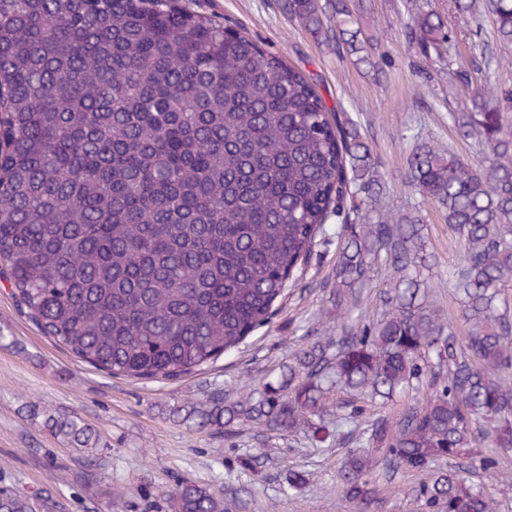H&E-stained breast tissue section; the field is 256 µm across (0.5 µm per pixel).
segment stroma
I'll use <instances>...</instances> for the list:
<instances>
[{
    "instance_id": "1",
    "label": "stroma",
    "mask_w": 512,
    "mask_h": 512,
    "mask_svg": "<svg viewBox=\"0 0 512 512\" xmlns=\"http://www.w3.org/2000/svg\"><path fill=\"white\" fill-rule=\"evenodd\" d=\"M182 2L233 21L314 78L327 104L341 106L358 124L385 182V203L403 212L422 207L427 249L439 259L429 272V300L448 318L458 319L448 286V265L458 246L444 213L421 205L407 184V137L432 136L471 160L480 146L461 139L450 118L466 88L402 35L405 0H346L349 9H361L362 30L375 40L371 66L335 42L315 39L288 16L282 0ZM435 6L456 36L451 49L456 64L486 55L512 60V48L500 44L485 4H478L474 17L459 15L448 0H435ZM335 265V243L318 246L269 324L203 370L155 381L113 377L69 354L30 321L11 297L9 284L0 280V488H18L37 499L52 495L56 512H173L170 493L188 477L223 495L227 512H357L336 488L342 449L312 447L301 434L258 437L240 429L227 435L171 415L181 405L207 407L215 390L234 401L278 382L293 354L311 338L335 335V324L323 316ZM47 407L78 416L96 431L97 479L86 477L83 451L44 430ZM246 456L260 459V472L241 466ZM293 471L305 476L294 492L288 489ZM418 483L413 472L382 481L375 512H424L415 494Z\"/></svg>"
}]
</instances>
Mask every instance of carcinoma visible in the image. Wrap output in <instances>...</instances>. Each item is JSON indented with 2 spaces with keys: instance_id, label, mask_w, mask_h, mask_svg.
<instances>
[{
  "instance_id": "obj_1",
  "label": "carcinoma",
  "mask_w": 512,
  "mask_h": 512,
  "mask_svg": "<svg viewBox=\"0 0 512 512\" xmlns=\"http://www.w3.org/2000/svg\"><path fill=\"white\" fill-rule=\"evenodd\" d=\"M499 42L512 45V0H490ZM318 38L333 34L319 0H284ZM405 40L448 57L445 16L411 3ZM363 53L357 32L336 45ZM484 57L452 70L471 109L451 115L479 135L463 158L412 137L407 183L445 213L460 255L448 284L466 325L420 301L424 218L369 209L381 178L357 124L317 84L241 30L178 0H0V275L45 336L114 377L195 373L269 323L319 239H336V335L298 352L288 375L257 396L213 393L183 421L226 433L248 426L304 432L344 448L340 495L378 507V475L421 476L426 512H499L474 484L508 481L512 452V128L508 97L473 85ZM358 201L359 220L347 201ZM380 316L352 319L379 272ZM411 400L394 417L382 409ZM45 429L93 449L76 416L47 412ZM497 449L487 453L483 448ZM175 512H224L192 480ZM0 512H34L0 490Z\"/></svg>"
}]
</instances>
